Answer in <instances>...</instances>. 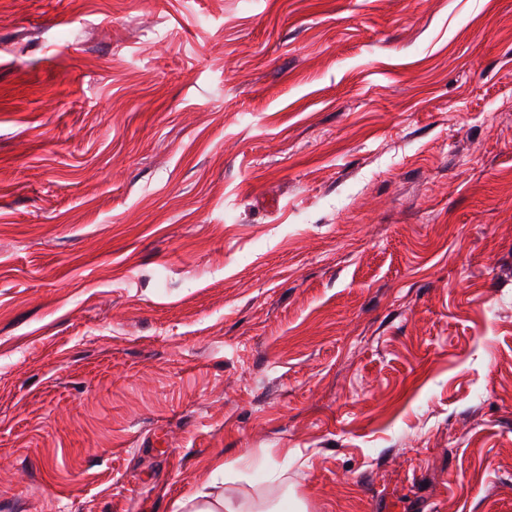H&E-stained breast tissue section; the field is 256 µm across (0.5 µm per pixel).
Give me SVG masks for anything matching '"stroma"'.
Instances as JSON below:
<instances>
[{
  "mask_svg": "<svg viewBox=\"0 0 512 512\" xmlns=\"http://www.w3.org/2000/svg\"><path fill=\"white\" fill-rule=\"evenodd\" d=\"M283 474L512 512V0H0V512Z\"/></svg>",
  "mask_w": 512,
  "mask_h": 512,
  "instance_id": "35a3bbf8",
  "label": "stroma"
}]
</instances>
